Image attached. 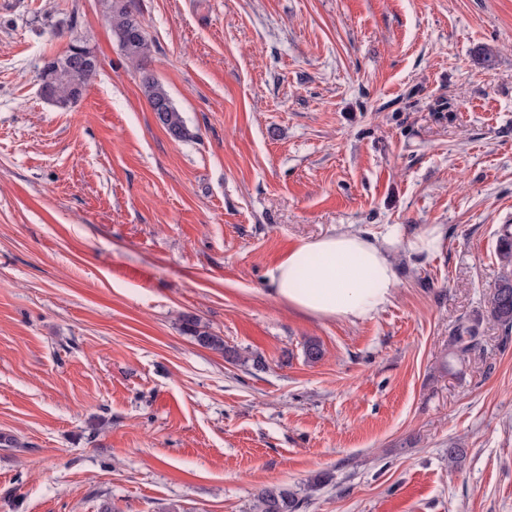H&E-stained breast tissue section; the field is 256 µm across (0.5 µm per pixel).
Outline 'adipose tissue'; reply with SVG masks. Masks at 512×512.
Returning a JSON list of instances; mask_svg holds the SVG:
<instances>
[{
	"mask_svg": "<svg viewBox=\"0 0 512 512\" xmlns=\"http://www.w3.org/2000/svg\"><path fill=\"white\" fill-rule=\"evenodd\" d=\"M442 244V229L435 224L407 239L393 230L369 236L341 229L293 247L270 269V291L289 308L355 324L391 302L398 247L432 254Z\"/></svg>",
	"mask_w": 512,
	"mask_h": 512,
	"instance_id": "1",
	"label": "adipose tissue"
}]
</instances>
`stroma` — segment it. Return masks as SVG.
I'll return each mask as SVG.
<instances>
[{"mask_svg":"<svg viewBox=\"0 0 512 512\" xmlns=\"http://www.w3.org/2000/svg\"><path fill=\"white\" fill-rule=\"evenodd\" d=\"M131 2L184 140L105 0H0V512H252L275 485L306 512H512V337L488 303L512 0ZM75 38L98 72L61 108L40 72ZM348 224L444 243L397 250L365 321L277 302L268 270ZM141 87L152 112H155L162 127L175 140L186 138L189 133L182 113L154 76L143 70ZM184 324L185 330L194 337L199 345L217 351L223 350L224 339L209 332L200 331L198 322L195 319L186 318ZM479 337L476 327L464 322L459 323L454 335L451 336L453 354L457 360H465L466 356L478 346Z\"/></svg>","mask_w":512,"mask_h":512,"instance_id":"1","label":"stroma"}]
</instances>
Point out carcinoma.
I'll return each mask as SVG.
<instances>
[{"label": "carcinoma", "mask_w": 512, "mask_h": 512, "mask_svg": "<svg viewBox=\"0 0 512 512\" xmlns=\"http://www.w3.org/2000/svg\"><path fill=\"white\" fill-rule=\"evenodd\" d=\"M107 18L112 34L132 64L141 65L151 56L153 42L149 38L140 13L127 0H107ZM71 58L58 57L44 64L42 73L48 79L47 98L60 107H67L81 99L93 76L96 56L84 45L73 43L69 47ZM141 87L151 111L155 112L162 127L175 140L188 136L182 113L173 103L163 86L147 72H141ZM498 258L504 269L497 286L490 295V314L504 329L512 331V233L504 231L498 245ZM185 330L203 347L224 350V339L198 328L193 318L184 319ZM454 356L465 360L479 344L476 327L459 323L451 336ZM308 498L283 486L267 487L258 493L253 512H303Z\"/></svg>", "instance_id": "1"}]
</instances>
